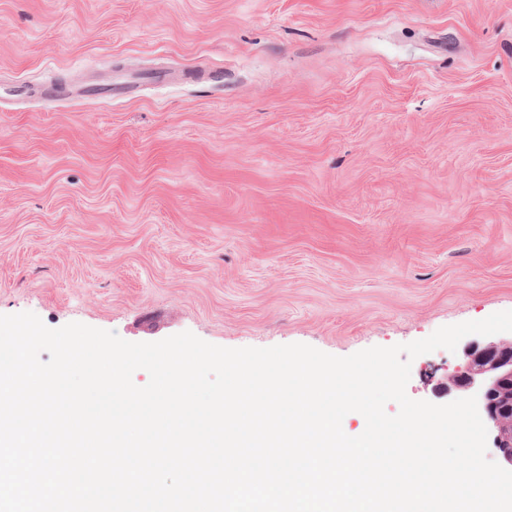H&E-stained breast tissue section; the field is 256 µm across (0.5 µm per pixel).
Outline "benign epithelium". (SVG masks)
Listing matches in <instances>:
<instances>
[{"label":"benign epithelium","mask_w":512,"mask_h":512,"mask_svg":"<svg viewBox=\"0 0 512 512\" xmlns=\"http://www.w3.org/2000/svg\"><path fill=\"white\" fill-rule=\"evenodd\" d=\"M449 381L466 396H477L480 416L496 431L493 447L512 465V340L468 344Z\"/></svg>","instance_id":"benign-epithelium-1"}]
</instances>
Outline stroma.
<instances>
[{
  "label": "stroma",
  "mask_w": 512,
  "mask_h": 512,
  "mask_svg": "<svg viewBox=\"0 0 512 512\" xmlns=\"http://www.w3.org/2000/svg\"><path fill=\"white\" fill-rule=\"evenodd\" d=\"M507 310L512 0H0V314L344 357Z\"/></svg>",
  "instance_id": "1"
}]
</instances>
